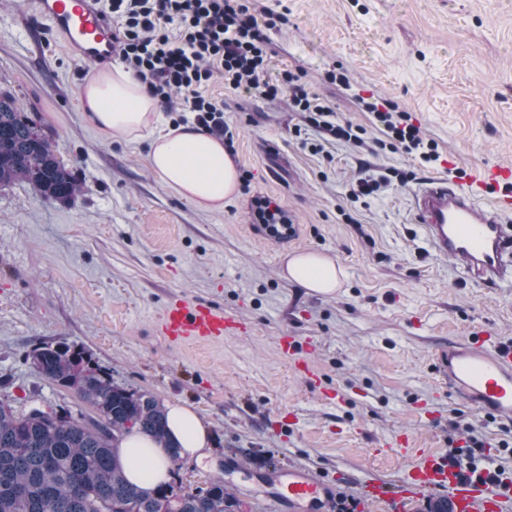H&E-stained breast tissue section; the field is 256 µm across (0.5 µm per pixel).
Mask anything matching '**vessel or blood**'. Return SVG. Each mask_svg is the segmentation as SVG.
I'll return each mask as SVG.
<instances>
[{
    "mask_svg": "<svg viewBox=\"0 0 512 512\" xmlns=\"http://www.w3.org/2000/svg\"><path fill=\"white\" fill-rule=\"evenodd\" d=\"M31 5L83 62L111 60L112 24L97 0H31ZM510 215L508 166L485 167L466 187L438 175L413 193V220L434 255L454 257L467 277L485 283L512 280ZM157 329L172 341H220L250 335L253 325L220 305L178 301L164 309ZM279 350L307 386L322 390L321 377L291 337H281ZM437 372L474 410L512 423V347L482 333L450 347L440 356ZM272 477L279 512H323L333 494L325 476L305 468L276 469ZM436 489L447 490L453 512H502L503 499L496 491L428 451L404 474L399 491L375 481L364 485L368 501L388 512H405L412 501Z\"/></svg>",
    "mask_w": 512,
    "mask_h": 512,
    "instance_id": "obj_1",
    "label": "vessel or blood"
}]
</instances>
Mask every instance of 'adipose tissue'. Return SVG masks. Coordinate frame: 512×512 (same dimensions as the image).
<instances>
[{
	"mask_svg": "<svg viewBox=\"0 0 512 512\" xmlns=\"http://www.w3.org/2000/svg\"><path fill=\"white\" fill-rule=\"evenodd\" d=\"M81 101L103 133L146 139L147 166L179 197L202 210L219 212L236 195L238 172L223 141L191 122H163L156 100L125 68L116 65L93 75ZM340 273L334 259L318 253L294 254L283 270L287 279L322 295L335 292ZM169 428L184 456L199 462L208 458V430L192 408L172 404ZM119 456L127 476L143 487H155L167 474L165 449L145 436H127Z\"/></svg>",
	"mask_w": 512,
	"mask_h": 512,
	"instance_id": "1",
	"label": "adipose tissue"
}]
</instances>
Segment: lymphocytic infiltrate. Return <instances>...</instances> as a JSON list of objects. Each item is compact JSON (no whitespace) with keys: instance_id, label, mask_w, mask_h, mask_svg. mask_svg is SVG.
<instances>
[{"instance_id":"obj_1","label":"lymphocytic infiltrate","mask_w":512,"mask_h":512,"mask_svg":"<svg viewBox=\"0 0 512 512\" xmlns=\"http://www.w3.org/2000/svg\"><path fill=\"white\" fill-rule=\"evenodd\" d=\"M264 12L259 0H108L104 10L116 23L117 54L147 92L178 122L193 120L222 137L226 149H233L234 133L224 121V102L207 93L218 79L225 88L249 95L273 99L287 94L291 110L323 136L311 144L313 153H323L329 140L365 147L366 128L339 120L333 108L310 91L302 72L286 70L279 81L266 80L271 49L258 22ZM360 106L374 115L393 144L418 153L423 162L437 160L436 144L423 138L409 113L395 102L364 100ZM449 426L468 434L471 429L458 418ZM482 448L469 434L467 446L451 449L448 459L461 472L498 483V471L478 464Z\"/></svg>"}]
</instances>
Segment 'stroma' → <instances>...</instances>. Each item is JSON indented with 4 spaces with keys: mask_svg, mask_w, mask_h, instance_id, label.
<instances>
[{
    "mask_svg": "<svg viewBox=\"0 0 512 512\" xmlns=\"http://www.w3.org/2000/svg\"><path fill=\"white\" fill-rule=\"evenodd\" d=\"M270 78L299 70L340 119L367 129L376 153L339 144L303 149L300 116L287 95L259 99L210 86L239 131L232 160L250 171L248 190L222 212L176 196L147 166V140L103 134L81 105L94 68L81 62L28 0H0V83L46 126L73 167L81 194L61 205L28 185L0 190V396L15 406L87 405L42 379L28 356L66 342L127 389L192 407L209 429L210 462L182 458L178 487L223 477L245 512H271L268 467L307 465L334 484L327 512H369L363 486H398L419 450L462 446L450 431L463 416L485 456L512 474V432L441 390L437 355L485 331L512 344V283L464 276L434 256L412 218V194L456 157L464 179L512 164V0H261ZM344 69L349 86L331 82ZM409 112L439 161L386 146L387 135L358 97ZM409 174L366 202L347 199L360 168ZM266 196L297 227L287 244L251 229L250 200ZM354 223H345L342 211ZM300 252L329 255L342 270L330 295L280 276ZM218 303L251 322L248 336L181 344L157 331L174 299ZM314 340L309 358L336 404L307 388L280 358V336ZM407 437V448L378 452Z\"/></svg>",
    "mask_w": 512,
    "mask_h": 512,
    "instance_id": "35a3bbf8",
    "label": "stroma"
}]
</instances>
